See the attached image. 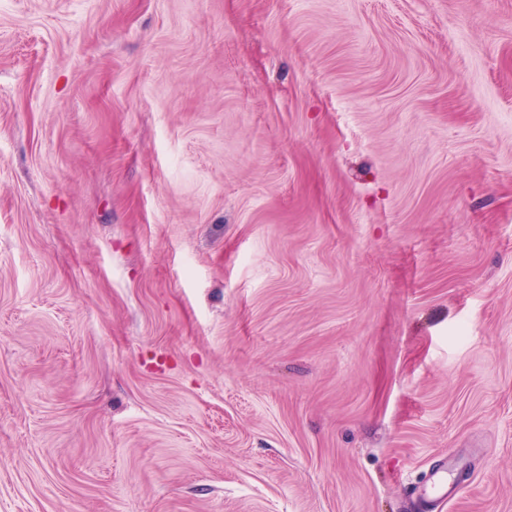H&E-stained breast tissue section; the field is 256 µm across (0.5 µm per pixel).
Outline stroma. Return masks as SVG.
<instances>
[{
  "label": "stroma",
  "mask_w": 512,
  "mask_h": 512,
  "mask_svg": "<svg viewBox=\"0 0 512 512\" xmlns=\"http://www.w3.org/2000/svg\"><path fill=\"white\" fill-rule=\"evenodd\" d=\"M512 512V0H0V512ZM459 491V484L456 480H448L447 472H443V477H439L435 482L429 494L431 499L426 500V507L430 508L437 503L452 501Z\"/></svg>",
  "instance_id": "35a3bbf8"
}]
</instances>
